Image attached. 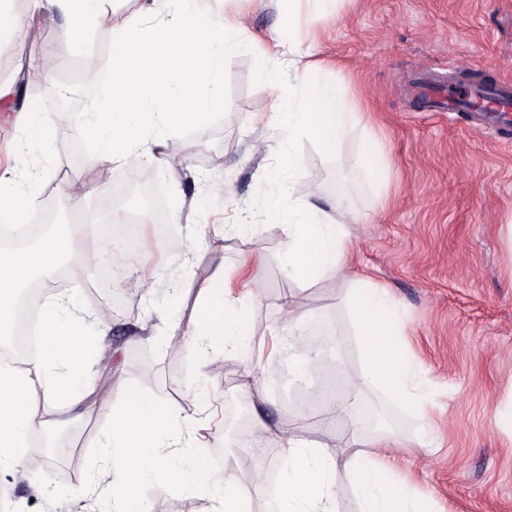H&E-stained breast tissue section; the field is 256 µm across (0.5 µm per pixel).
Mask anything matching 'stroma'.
<instances>
[{"instance_id": "35a3bbf8", "label": "stroma", "mask_w": 512, "mask_h": 512, "mask_svg": "<svg viewBox=\"0 0 512 512\" xmlns=\"http://www.w3.org/2000/svg\"><path fill=\"white\" fill-rule=\"evenodd\" d=\"M208 5L240 20L258 49L288 43L286 0ZM315 34L319 59L339 61L340 78L355 79L372 128L355 126L334 153L296 137V165L283 169V137L274 123L257 120L272 90L256 75V55L226 59L221 105L201 125L171 134L174 150L159 173L169 211L195 217L169 226L182 248L154 254L136 305L117 301L116 287L100 281L94 267L64 287L109 329L106 343L86 344L79 354L84 372L95 378L98 403L75 412L60 402L48 407L58 420L61 451L46 454L42 435H33L25 472L0 473V495L14 512H78L71 489L89 475L104 423L99 405L114 400L120 381L176 412L214 413L208 452L182 459L183 468L210 476L211 495L219 498L228 471L221 461L233 458L230 471L251 512H264L253 474L281 470L283 463L276 442L252 443L255 421L290 428L308 442L323 439L319 414L304 403L323 375L301 373L293 352L271 348L272 337L288 330L284 301L294 300L303 331L323 324L335 332V344L321 356L344 379L365 362L367 338L348 304L359 276L387 286L394 298L438 448L420 446L418 417L378 386L341 388L360 413L340 421L338 432L383 433L404 443L397 464L414 471L430 512H512V142L491 129L473 131L470 111L433 112L414 101L415 82L446 85L462 63L487 84H512V0H344L316 23ZM0 48V86L9 91L0 99V174L44 173L29 196L26 223L12 227L31 246L37 239L26 230L40 214L73 223L78 211L97 208L101 190L148 169L97 163L79 128L56 121L46 149L23 147L25 135L13 123L25 107L48 112L53 91L81 88L77 64L111 63V24L81 43L57 18L38 40L0 35ZM50 59L60 66L40 93L16 91L21 69L40 70ZM371 133L390 160L381 188L358 164ZM291 180L310 188L318 210L331 211L341 193L364 216V223L346 227L352 266L344 274L306 284L289 276L281 261L287 228L256 202L275 203ZM219 267L258 342L201 380L170 325L196 316L197 285ZM147 331L156 343L143 342Z\"/></svg>"}]
</instances>
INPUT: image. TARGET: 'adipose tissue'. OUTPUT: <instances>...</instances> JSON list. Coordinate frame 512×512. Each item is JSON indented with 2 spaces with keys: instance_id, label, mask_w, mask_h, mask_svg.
Segmentation results:
<instances>
[{
  "instance_id": "1",
  "label": "adipose tissue",
  "mask_w": 512,
  "mask_h": 512,
  "mask_svg": "<svg viewBox=\"0 0 512 512\" xmlns=\"http://www.w3.org/2000/svg\"><path fill=\"white\" fill-rule=\"evenodd\" d=\"M32 2L33 13L9 18L14 35H25L36 21V10L47 6L63 13L71 37L90 31L106 17V0ZM202 2L151 0L113 27L116 51L111 63L87 67L89 105L72 119L100 163L165 164L168 132L194 127L214 110L225 58L250 41L204 10ZM312 48V40H296L276 57L275 68L288 73V93L277 96L269 110L289 138L302 135L332 152L363 115L357 110L352 83L316 78V68L308 62ZM285 195L288 204L277 215L288 229L282 258L290 275L307 283L339 274L351 262L345 227L360 223V214L340 197L335 218L323 220L307 201V187L296 182L289 183ZM80 230V225L68 224L37 245L0 249L1 335L13 332L23 291L68 253ZM229 295L222 273L201 281L199 312L184 330V350L208 368L219 355H233L250 345L243 318ZM350 305L359 328L379 337L367 344L366 366L352 377V384L387 387L405 398L416 415H423L424 399L409 391L416 370L405 355L406 342L388 289L359 279ZM40 317L41 363L19 368L0 361V471L23 468L31 435L47 427L36 400L74 406L95 393L90 385L68 393L66 383L79 371L57 350L62 341L77 349L84 345L86 338L79 330L90 323L91 313L74 296L60 294L41 308ZM116 396L107 414L108 426L97 442L99 468L78 488V496L102 500L111 512H152L140 496L152 480L207 495L208 478H189L178 463L179 457L206 448L205 421L193 413H173L164 402L127 384L118 385ZM344 412L339 402L326 408V435L335 436L334 426ZM256 433L258 439L276 441L286 463L274 488H266L264 480L256 482L264 493L266 512H339L347 486L357 494L359 512H427L423 497L413 488L412 473L400 475L395 470L391 438L335 436L338 451L333 454L325 443L308 444L263 424Z\"/></svg>"
}]
</instances>
